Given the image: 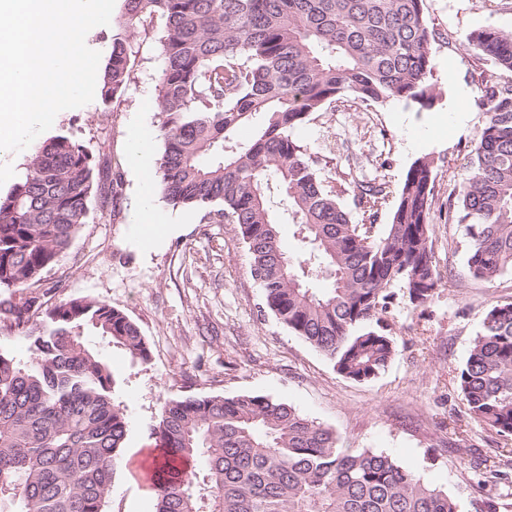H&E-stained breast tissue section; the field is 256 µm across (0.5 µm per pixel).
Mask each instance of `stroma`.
Listing matches in <instances>:
<instances>
[{"instance_id":"35a3bbf8","label":"stroma","mask_w":512,"mask_h":512,"mask_svg":"<svg viewBox=\"0 0 512 512\" xmlns=\"http://www.w3.org/2000/svg\"><path fill=\"white\" fill-rule=\"evenodd\" d=\"M431 44L430 78L438 98L431 110L392 100L364 109L349 104L293 129L311 150L329 142L347 145L359 171L384 176L398 188L407 169L423 156L434 161L435 202L430 214L433 260L441 274H454L426 307L396 296L388 314L397 354L375 379L356 383L262 309L263 290L249 270L242 236L233 224L200 223L199 211L172 207L160 190H145L131 161L130 133L141 128L161 153L158 76L161 35L134 41V78L116 117L101 100L57 114L98 164L119 169V203L94 195L88 220L42 285L57 297H88L135 321L147 342L149 361H133L102 346L117 381L112 394L128 420L108 512H154L153 491L128 464L155 447L152 434L166 400L189 396L264 394L329 427L336 445L394 457L425 483L448 491L460 512H486L489 501L508 503L512 481L485 478L486 461L512 473V439L473 421L457 385V372L479 335L486 312L512 302V271L492 282L467 276V230L448 221V193L461 180L467 154L485 115L477 105V82H512V73L480 59L469 33L493 28L512 32V0H424ZM465 112L456 121L452 108ZM168 225L160 246L138 244L140 211Z\"/></svg>"}]
</instances>
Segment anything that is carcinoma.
<instances>
[{"label": "carcinoma", "instance_id": "cac0c4a2", "mask_svg": "<svg viewBox=\"0 0 512 512\" xmlns=\"http://www.w3.org/2000/svg\"><path fill=\"white\" fill-rule=\"evenodd\" d=\"M98 81L117 111L132 79L131 40L162 28L158 177L174 207L235 224L263 288L262 308L355 382L397 353L386 315L399 286L421 308L445 287L432 256L434 165L421 157L399 189L293 140L338 102L402 99L431 109L435 34L424 0H123ZM512 73V32L470 33ZM486 121L448 215L467 225V272L512 269V83L482 81ZM254 126L252 139L233 142ZM99 187L83 145L62 131L36 147L23 181L0 194V335L22 336L30 364L0 353V512H106L128 421L108 360L87 342L146 362L139 325L88 298L47 299L43 273L86 224ZM278 191L300 250L281 243ZM352 199L366 218L355 222ZM390 207L389 223H377ZM327 273V288L316 286ZM474 420L512 437V302L492 307L458 374ZM163 451L155 512H459L394 458L336 446L333 431L271 396L171 400L154 429Z\"/></svg>", "mask_w": 512, "mask_h": 512}]
</instances>
